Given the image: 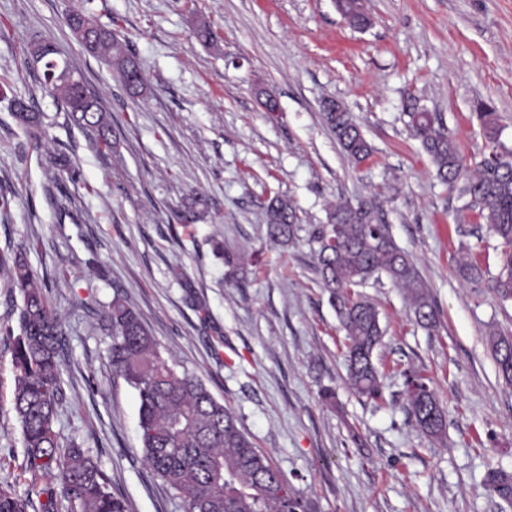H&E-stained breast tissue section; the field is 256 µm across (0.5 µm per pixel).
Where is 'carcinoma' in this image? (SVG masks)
Masks as SVG:
<instances>
[{
  "instance_id": "cac0c4a2",
  "label": "carcinoma",
  "mask_w": 512,
  "mask_h": 512,
  "mask_svg": "<svg viewBox=\"0 0 512 512\" xmlns=\"http://www.w3.org/2000/svg\"><path fill=\"white\" fill-rule=\"evenodd\" d=\"M341 15L350 26L370 24L361 0H342ZM73 38L89 53L102 58L121 75L129 91L138 95L145 87L143 75L123 44L89 13L77 12L68 20ZM33 64L42 65L40 88L64 103L68 117L91 131L94 142L110 148L116 144L111 117L93 97H82L80 72L55 66L52 43H32ZM25 111L15 113L35 147L41 146L42 113L30 100L15 98ZM412 136L430 157L436 176L465 200L463 208L478 216L503 244L500 271L493 290L512 299V149L499 141L500 116L481 101L476 119L488 139L489 153L473 171L460 155L453 136L434 112L418 98L403 101ZM324 120L343 153L356 163L373 152L371 144L337 100L328 99ZM301 217L293 203L276 198L266 212L268 237L281 244L293 242ZM317 271L322 287L345 332L347 380L355 393L372 402L382 399V382L373 362L385 330L375 304L354 292L373 280L387 279L402 290L409 310L420 326H437V311L428 286L415 262L393 240L381 210L372 197L331 206L327 223L315 230ZM7 268L8 287L22 300L19 334L13 339L11 363L14 391L11 409L21 426L26 465L47 483L32 494H18L0 485V512H128L126 500L113 490L112 479L99 457L75 439L64 440L55 430L60 410L68 401L64 387L62 323L47 302L43 289L23 251L11 260L0 257ZM465 281L484 276L482 268L467 259L458 265ZM111 327L108 360L112 376L123 379L139 397L138 427L142 450L152 474L175 491L183 512H305L303 499L288 489L267 456L255 448L236 416L217 400L205 384L179 372L163 357L159 345L139 314L124 296H113L105 313ZM499 376L512 385V338L491 337ZM407 412L427 436L438 439L446 430V412L427 379L412 366L401 371ZM490 490L512 500V475L493 472ZM44 497L34 501L33 496Z\"/></svg>"
}]
</instances>
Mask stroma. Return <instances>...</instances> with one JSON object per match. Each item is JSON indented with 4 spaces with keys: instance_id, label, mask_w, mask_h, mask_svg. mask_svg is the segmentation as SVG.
Returning a JSON list of instances; mask_svg holds the SVG:
<instances>
[{
    "instance_id": "1",
    "label": "stroma",
    "mask_w": 512,
    "mask_h": 512,
    "mask_svg": "<svg viewBox=\"0 0 512 512\" xmlns=\"http://www.w3.org/2000/svg\"><path fill=\"white\" fill-rule=\"evenodd\" d=\"M368 28L349 26L335 0H0V255L25 250L62 321L61 437L98 454L129 512H183L148 470L139 399L113 378L103 316L122 294L164 356L198 376L237 416L309 512H512L485 485L512 473V385L497 373L490 336L512 337V301L458 275L460 257L490 274L500 241L464 209L457 191L409 133L402 98L441 113L466 160L486 148L474 104H494L512 147V0H365ZM90 11L139 64L132 96L120 75L84 51L67 25ZM213 33L195 36L198 24ZM35 40L54 44L112 115L117 145L67 122L28 62ZM36 96L41 147L10 101ZM276 111H268L266 99ZM341 102L373 147L348 160L323 120ZM67 156L62 183L49 159ZM379 194L396 244L414 259L438 310L418 326L389 281L359 292L386 330L374 362L383 398L348 386L345 334L319 284L312 232L330 202ZM205 198L195 222L177 214ZM276 196L302 218L293 243L267 236ZM245 261L226 278L225 252ZM0 274V484L31 487L11 409L12 338L21 301ZM415 366L436 390L446 433L411 421L400 372ZM336 393L323 402V389Z\"/></svg>"
}]
</instances>
